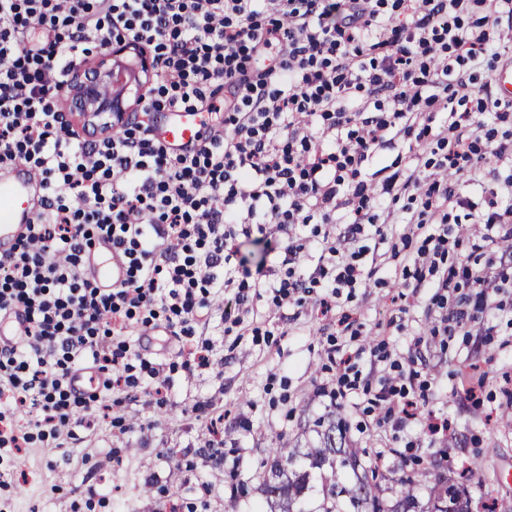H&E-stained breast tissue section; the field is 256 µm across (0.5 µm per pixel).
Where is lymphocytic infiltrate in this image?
<instances>
[{
    "mask_svg": "<svg viewBox=\"0 0 512 512\" xmlns=\"http://www.w3.org/2000/svg\"><path fill=\"white\" fill-rule=\"evenodd\" d=\"M506 20L512 0H0V166L24 160L44 188L13 252L0 254V317L24 326L0 343V486L19 485L23 449L64 447L112 387L145 390L160 406L173 373L209 365V342L179 346L163 370L128 334L165 326L192 338L229 289L235 310L223 320L242 326L253 285L227 243L252 227L275 225L288 242L285 275L265 283L277 306L362 286L365 227L382 202L361 167L396 136L422 143L441 123L453 145L423 169L460 177L492 160L512 196V138L461 134L475 124L467 104L479 78L501 60L493 35ZM116 31L150 51L153 84L136 113L91 141L55 103L61 62ZM219 100L223 118L194 148L157 139L160 113L211 111ZM421 171L386 179L418 207L416 280L444 293L463 279L512 285V252L500 248L512 240V205L494 199L474 217L486 273L464 259L447 265L470 202ZM341 208L354 220L335 237L326 227ZM103 241L123 264L109 288L87 272ZM305 250L318 256L307 276L296 266ZM86 362L98 384L79 392L73 378ZM415 376L385 380L373 407L407 422Z\"/></svg>",
    "mask_w": 512,
    "mask_h": 512,
    "instance_id": "f902f5d3",
    "label": "lymphocytic infiltrate"
}]
</instances>
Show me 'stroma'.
I'll return each instance as SVG.
<instances>
[{
  "label": "stroma",
  "mask_w": 512,
  "mask_h": 512,
  "mask_svg": "<svg viewBox=\"0 0 512 512\" xmlns=\"http://www.w3.org/2000/svg\"><path fill=\"white\" fill-rule=\"evenodd\" d=\"M409 156L403 139L379 150L363 168L368 188L381 190ZM386 206L379 232L367 240L376 271L352 300L324 315L319 294L309 295L303 308H279L266 290L246 316L258 335L198 329L197 339L212 345L210 367L177 373L161 407L141 393L112 391V414L130 422L129 431L94 421L66 449L23 450L18 465L26 482L0 487V512H170L174 501L182 512H265L261 483L273 443L305 447L331 410L364 451L363 466L374 470L386 504L397 500L409 462L427 467L416 492L421 512L430 508L436 477H457L475 462L479 468L467 483L472 512L492 502L497 512H512V288L481 293L465 286L435 300L433 289L417 286L412 275L421 230L388 223L402 203ZM270 237L255 231L236 242L252 277L287 270L283 246H267ZM450 308L472 317L445 334L440 319ZM345 359L373 387L390 364L405 370L411 360L423 361L428 400L416 419L395 429L379 422L366 396L332 403L328 392ZM198 405L224 412L217 447L223 463L198 454L211 438L191 413ZM433 414L447 418L446 435L425 434ZM383 448L400 454L378 458Z\"/></svg>",
  "instance_id": "1"
}]
</instances>
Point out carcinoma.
<instances>
[{
  "mask_svg": "<svg viewBox=\"0 0 512 512\" xmlns=\"http://www.w3.org/2000/svg\"><path fill=\"white\" fill-rule=\"evenodd\" d=\"M317 445L301 451L278 442L271 448L273 465L262 493L276 499L280 512H415L416 487L420 479L407 476L400 481V499L393 509L385 508L378 486L367 477L350 483L344 470L360 466L362 450L348 444L341 424L331 421L318 433ZM320 482L321 501L314 509L306 504Z\"/></svg>",
  "mask_w": 512,
  "mask_h": 512,
  "instance_id": "carcinoma-1",
  "label": "carcinoma"
}]
</instances>
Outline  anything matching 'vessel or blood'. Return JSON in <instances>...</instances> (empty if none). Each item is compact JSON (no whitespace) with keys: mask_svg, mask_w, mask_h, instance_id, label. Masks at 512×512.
I'll use <instances>...</instances> for the list:
<instances>
[{"mask_svg":"<svg viewBox=\"0 0 512 512\" xmlns=\"http://www.w3.org/2000/svg\"><path fill=\"white\" fill-rule=\"evenodd\" d=\"M204 129L199 112L177 111L165 114L156 126V135L177 148L198 144ZM42 194L39 182L25 162L16 161L0 168V253H9L13 244L35 216V205ZM98 284L112 285L123 278V265L111 247H103L92 263Z\"/></svg>","mask_w":512,"mask_h":512,"instance_id":"1","label":"vessel or blood"}]
</instances>
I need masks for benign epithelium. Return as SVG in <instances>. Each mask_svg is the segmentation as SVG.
Here are the masks:
<instances>
[{"instance_id": "benign-epithelium-1", "label": "benign epithelium", "mask_w": 512, "mask_h": 512, "mask_svg": "<svg viewBox=\"0 0 512 512\" xmlns=\"http://www.w3.org/2000/svg\"><path fill=\"white\" fill-rule=\"evenodd\" d=\"M133 45L118 36L92 65L73 72L65 93L67 112L83 121L84 133L96 138L112 126V113L133 112L153 63L142 53L126 61ZM462 496L455 490L435 504L436 512H460Z\"/></svg>"}]
</instances>
